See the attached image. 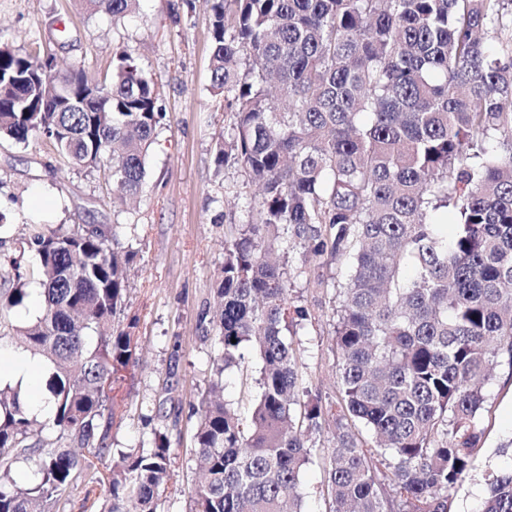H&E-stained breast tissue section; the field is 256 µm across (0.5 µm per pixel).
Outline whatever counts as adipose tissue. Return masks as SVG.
Returning a JSON list of instances; mask_svg holds the SVG:
<instances>
[{
    "mask_svg": "<svg viewBox=\"0 0 512 512\" xmlns=\"http://www.w3.org/2000/svg\"><path fill=\"white\" fill-rule=\"evenodd\" d=\"M45 376L43 361L10 348L0 349V383L20 386L28 410L40 417L49 416L51 411L42 392Z\"/></svg>",
    "mask_w": 512,
    "mask_h": 512,
    "instance_id": "1",
    "label": "adipose tissue"
}]
</instances>
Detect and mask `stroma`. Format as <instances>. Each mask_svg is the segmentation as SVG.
<instances>
[{"instance_id": "35a3bbf8", "label": "stroma", "mask_w": 512, "mask_h": 512, "mask_svg": "<svg viewBox=\"0 0 512 512\" xmlns=\"http://www.w3.org/2000/svg\"><path fill=\"white\" fill-rule=\"evenodd\" d=\"M51 53L58 70L84 68L98 77L127 51L154 79L165 117L150 148L142 193L123 203L107 170L95 171L56 155L45 143L0 140V253L33 229L60 224L116 227L120 242H138L130 288L114 325L136 319L137 360L118 374L113 396L122 415L110 433L113 454L151 447L155 430L169 441L172 479L158 512H191L189 489L198 458L192 436L198 399L211 379L214 345L201 322L213 308L214 281L224 264L228 223L245 199L257 197L237 169L217 173L215 144L228 121L223 96L211 89V20L202 0H140L136 14L113 22L84 11L81 0H0V46ZM317 263L289 255L290 295L312 318L299 329L301 383L323 403L338 395L333 289L315 288L299 268ZM247 372L224 373V399L248 407L259 388L260 360L249 353ZM487 404L476 419L482 434L475 465L448 494L450 512H477L490 471L512 468V367H496Z\"/></svg>"}]
</instances>
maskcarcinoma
Returning a JSON list of instances; mask_svg holds the SVG:
<instances>
[{
    "label": "carcinoma",
    "mask_w": 512,
    "mask_h": 512,
    "mask_svg": "<svg viewBox=\"0 0 512 512\" xmlns=\"http://www.w3.org/2000/svg\"><path fill=\"white\" fill-rule=\"evenodd\" d=\"M120 20L139 0H83ZM213 19L211 88L224 95L218 170L260 189L230 225L203 313L212 377L194 435L202 465L194 512H304L302 476L327 473L329 512H388L376 478L393 469L403 512H448V492L474 466L493 370L512 365V0H203ZM162 118L152 78L131 54L110 81L55 71L41 51H0V139L44 138L58 155L109 166L129 198ZM301 252L348 272L335 289L338 407L298 404V352L288 334L311 318L290 302L285 259ZM133 247L96 225L36 232L4 263L9 306L36 279V318L0 326L47 362L48 447L20 389L0 385V512H56L80 475L112 452L108 388L135 361L132 319L112 318L129 288ZM261 360L245 419L224 404V372ZM332 417L336 446L310 434ZM375 437L368 442L363 432ZM27 465L20 484L13 465ZM171 479L164 432L112 465V505L156 512ZM478 512H512V469L491 475Z\"/></svg>",
    "instance_id": "carcinoma-1"
}]
</instances>
